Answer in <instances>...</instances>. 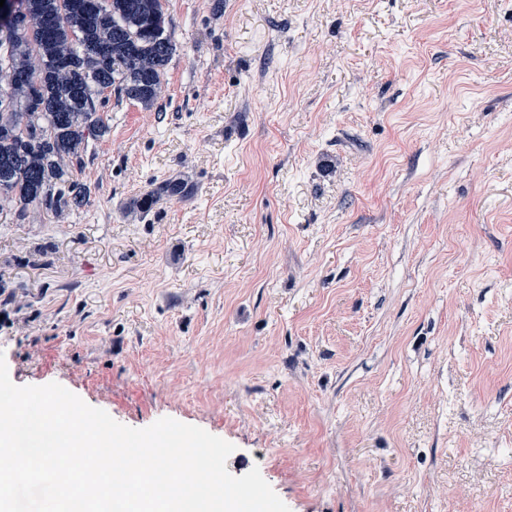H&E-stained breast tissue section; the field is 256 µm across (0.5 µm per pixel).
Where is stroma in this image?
Here are the masks:
<instances>
[{"mask_svg": "<svg viewBox=\"0 0 512 512\" xmlns=\"http://www.w3.org/2000/svg\"><path fill=\"white\" fill-rule=\"evenodd\" d=\"M165 9L87 204L0 223L11 381L201 427L290 512H512V0ZM186 191V184L180 180L163 181L156 184L154 188L148 191L140 199L133 202V208H136L142 215H148L153 208L154 200L160 197H180Z\"/></svg>", "mask_w": 512, "mask_h": 512, "instance_id": "stroma-1", "label": "stroma"}]
</instances>
